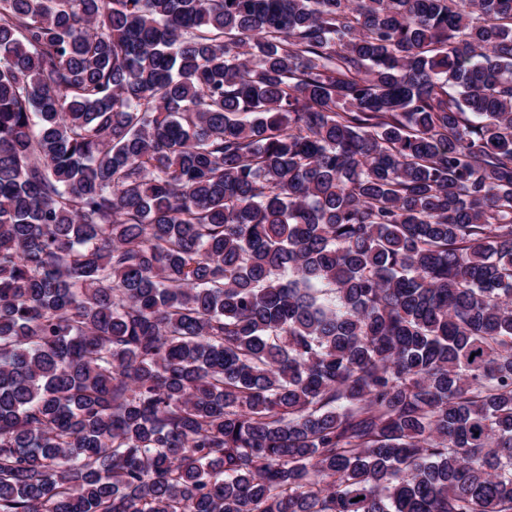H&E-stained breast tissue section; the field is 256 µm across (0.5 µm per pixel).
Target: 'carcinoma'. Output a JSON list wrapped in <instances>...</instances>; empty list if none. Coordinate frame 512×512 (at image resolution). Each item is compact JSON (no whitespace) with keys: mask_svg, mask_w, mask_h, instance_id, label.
<instances>
[{"mask_svg":"<svg viewBox=\"0 0 512 512\" xmlns=\"http://www.w3.org/2000/svg\"><path fill=\"white\" fill-rule=\"evenodd\" d=\"M0 512H512V0H0Z\"/></svg>","mask_w":512,"mask_h":512,"instance_id":"obj_1","label":"carcinoma"}]
</instances>
